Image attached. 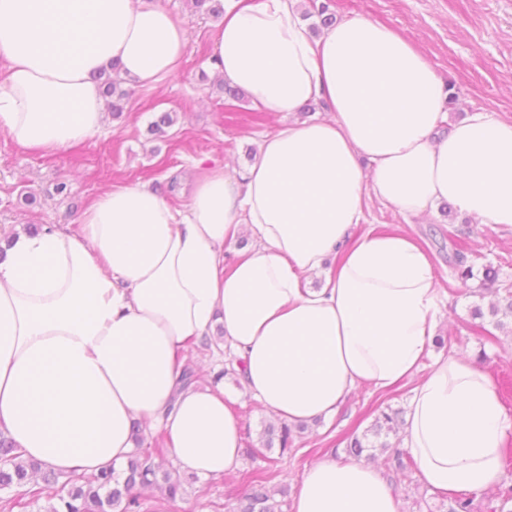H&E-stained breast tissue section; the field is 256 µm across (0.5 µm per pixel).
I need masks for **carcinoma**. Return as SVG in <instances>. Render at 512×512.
Listing matches in <instances>:
<instances>
[{
  "label": "carcinoma",
  "instance_id": "obj_1",
  "mask_svg": "<svg viewBox=\"0 0 512 512\" xmlns=\"http://www.w3.org/2000/svg\"><path fill=\"white\" fill-rule=\"evenodd\" d=\"M193 8L213 18L224 13L221 0H190ZM104 97L110 99L112 112L124 109L129 97L114 64L98 72ZM455 278L463 285L470 280H479L477 291L499 289V273L492 264H484L481 269L466 263L464 255L456 250L448 258ZM399 412L389 409L376 418L371 432L374 437L387 435L399 429ZM278 440L280 452H285L292 442V430L283 423L268 424L262 430V442L267 448L273 440ZM161 448H137L127 462L123 472L109 467L87 479L72 473L64 476L51 469L43 468L39 462L21 458L12 442L0 435V490L11 487L26 488L31 501L42 498L51 501L45 512H157L163 503L173 501L182 493V484L168 473H160L161 463L157 462ZM275 474L271 470L255 472L245 477L250 486L249 492L239 499V512H276L274 501L275 487L268 486ZM160 492L159 502L148 504V498L137 489Z\"/></svg>",
  "mask_w": 512,
  "mask_h": 512
}]
</instances>
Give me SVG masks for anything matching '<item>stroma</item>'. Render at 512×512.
Returning a JSON list of instances; mask_svg holds the SVG:
<instances>
[{
  "instance_id": "35a3bbf8",
  "label": "stroma",
  "mask_w": 512,
  "mask_h": 512,
  "mask_svg": "<svg viewBox=\"0 0 512 512\" xmlns=\"http://www.w3.org/2000/svg\"><path fill=\"white\" fill-rule=\"evenodd\" d=\"M187 29L189 48L177 78L156 87L129 82L132 95L119 115H107L93 139L54 153L42 154L16 145L0 131V235L30 224H56L78 232L83 211L102 192L117 184L165 186L176 209L187 203L185 183L195 163L226 164L244 170L251 163L256 139L275 130L282 115L258 112L249 98L230 102L217 87L208 58L213 46L214 18L195 12L185 0H162ZM327 5L337 20L362 17L399 31L412 41L435 68L444 85L452 86L458 101L449 120L490 110L512 118V0H316ZM165 112L176 114L166 136L150 134L149 127ZM67 191L57 194V183ZM367 221L359 232L399 231L415 238L430 255L441 288L443 342L434 346L425 365L434 358L464 352L481 357L495 381L504 408L512 415V333L499 329L488 315L492 295L474 296L475 282L461 284L452 276L448 255L453 243L474 266L490 263L500 270L503 287L512 289V227L471 223L459 212L407 221L396 209L376 199L365 201ZM484 308L482 318L472 316ZM413 383L380 391L356 389L336 415L319 418L294 432L288 452L264 449L260 433L267 417L256 400L229 375L224 394L243 419V434L252 447L242 454L236 471L219 477L182 474L183 510L167 505L166 512H235L245 490V473L275 467L277 512H292L293 497L308 466L320 458H344L348 436L370 430L381 411L406 410ZM390 487L401 502V512H448L452 493L427 486L417 469L391 472Z\"/></svg>"
}]
</instances>
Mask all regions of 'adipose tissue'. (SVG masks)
I'll return each mask as SVG.
<instances>
[{
	"label": "adipose tissue",
	"mask_w": 512,
	"mask_h": 512,
	"mask_svg": "<svg viewBox=\"0 0 512 512\" xmlns=\"http://www.w3.org/2000/svg\"><path fill=\"white\" fill-rule=\"evenodd\" d=\"M300 2L225 8L210 64L264 111L319 100L329 117L262 135L242 173L201 169L185 210L163 187L125 184L96 198L79 234L15 233L0 262V432L23 459L94 475L127 461L147 421L166 428L180 471L232 473L243 424L223 385L177 388L186 341L219 325L244 389L280 421L412 380L402 448L421 479L463 493L501 483L512 418L491 375L457 354L421 370L439 323L430 256L407 235L353 230L368 196L408 218L447 202L512 226V120L449 121L411 41L363 18L311 36ZM188 44L161 0H0V131L45 153L87 142L106 115L94 73L115 62L153 87ZM293 512L401 508L378 467L323 458Z\"/></svg>",
	"instance_id": "ef3b65f1"
}]
</instances>
